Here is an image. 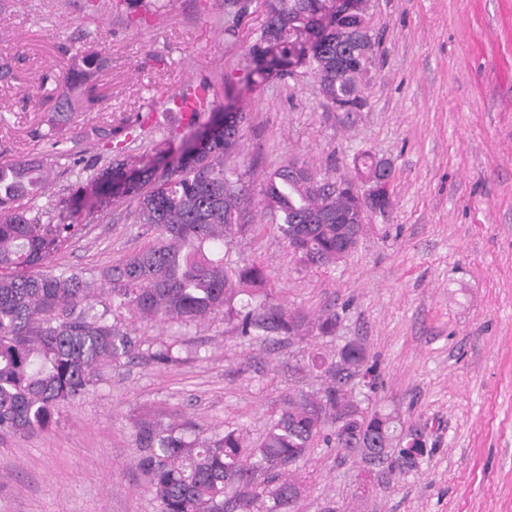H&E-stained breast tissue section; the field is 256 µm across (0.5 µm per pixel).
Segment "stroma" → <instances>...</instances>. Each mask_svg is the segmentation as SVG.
Instances as JSON below:
<instances>
[{
  "instance_id": "35a3bbf8",
  "label": "stroma",
  "mask_w": 512,
  "mask_h": 512,
  "mask_svg": "<svg viewBox=\"0 0 512 512\" xmlns=\"http://www.w3.org/2000/svg\"><path fill=\"white\" fill-rule=\"evenodd\" d=\"M0 0V162L26 158L54 178L37 203L58 222L86 167L106 164L90 127L149 115L151 159L188 120L168 95L210 81L215 111L243 109L235 163L255 200L234 260L266 266L274 302L337 315L332 335L264 342L216 315L198 324L129 325L138 358L60 409L45 431L0 437V512H159L138 467L135 426L183 425L208 438L228 427L258 440L289 396L325 382L311 361L357 341L375 366L378 408L396 412L426 454L407 472L371 471L317 443L292 466L298 512H512V0H373L380 44L365 106L336 109L305 68L246 83L266 0ZM95 82L102 98L66 123L63 90ZM78 152L84 168L74 167ZM390 167V208L369 214L357 248L335 266L302 265L256 197L288 161L363 181L362 155ZM130 203L75 215L80 237L56 271L111 267L150 237ZM177 342V362L149 352Z\"/></svg>"
}]
</instances>
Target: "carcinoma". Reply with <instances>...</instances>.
I'll return each instance as SVG.
<instances>
[{
    "instance_id": "obj_1",
    "label": "carcinoma",
    "mask_w": 512,
    "mask_h": 512,
    "mask_svg": "<svg viewBox=\"0 0 512 512\" xmlns=\"http://www.w3.org/2000/svg\"><path fill=\"white\" fill-rule=\"evenodd\" d=\"M326 0H269L268 21L250 50L264 62L248 73L266 80L304 63L331 103L362 108L363 81L376 38L370 13L358 17L346 5ZM79 99L65 93L57 112L72 118ZM245 113L217 114L195 128L177 148L157 144L160 158H172L161 175L144 167L133 176L113 162L88 181L100 195L134 202L133 218L152 235L148 246L98 274L51 269L81 225L60 219L41 223L31 202L48 184L42 165L19 159L0 163V435L46 430L58 410L90 390L97 370L132 359L139 350L115 313L142 321L191 324L224 313L240 335L259 339L271 332L327 336L336 314L311 321L273 302L269 275L255 262L226 258L224 248L245 232L251 196L242 175L227 166L240 153ZM122 130L95 126L90 135L115 153H125ZM290 161L269 175L261 205L300 261L333 265L353 252L364 225L338 224L336 216L355 208L356 197L336 191L341 177L318 179L306 165L293 175ZM366 360L358 343L345 346L324 368L327 384L316 394L288 397L285 407L253 443L244 429L227 428L211 438H190L177 426L151 421L137 426L139 466L159 512H295L300 484L285 474L320 435L346 455L372 463L370 445L385 449L389 471L415 467L401 457L400 419L368 410L347 383ZM264 487L257 489V478Z\"/></svg>"
}]
</instances>
